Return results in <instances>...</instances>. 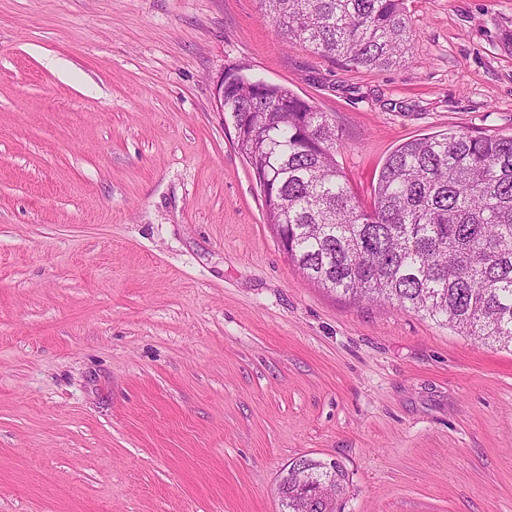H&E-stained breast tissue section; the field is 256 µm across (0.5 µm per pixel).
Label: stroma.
I'll return each instance as SVG.
<instances>
[{
    "label": "stroma",
    "instance_id": "obj_1",
    "mask_svg": "<svg viewBox=\"0 0 512 512\" xmlns=\"http://www.w3.org/2000/svg\"><path fill=\"white\" fill-rule=\"evenodd\" d=\"M411 58L346 68L258 0H0V512H512V351L304 278L215 88L331 114L370 203L433 133L512 136V0H407ZM345 474L342 467L334 462L333 468H326L324 462L309 458L306 470L288 469L278 486V494L284 512H324L332 510L334 497L344 489ZM331 495L322 503V490Z\"/></svg>",
    "mask_w": 512,
    "mask_h": 512
}]
</instances>
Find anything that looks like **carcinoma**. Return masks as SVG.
Masks as SVG:
<instances>
[{
    "mask_svg": "<svg viewBox=\"0 0 512 512\" xmlns=\"http://www.w3.org/2000/svg\"><path fill=\"white\" fill-rule=\"evenodd\" d=\"M285 42L354 69L410 59L405 0H260ZM237 148L263 186L267 223L302 274L354 301L440 320L491 347L512 346V136L448 133L402 144L373 203L352 194L327 113L283 85L238 75L224 100ZM339 464L309 459L282 477L283 512H328Z\"/></svg>",
    "mask_w": 512,
    "mask_h": 512,
    "instance_id": "obj_1",
    "label": "carcinoma"
}]
</instances>
